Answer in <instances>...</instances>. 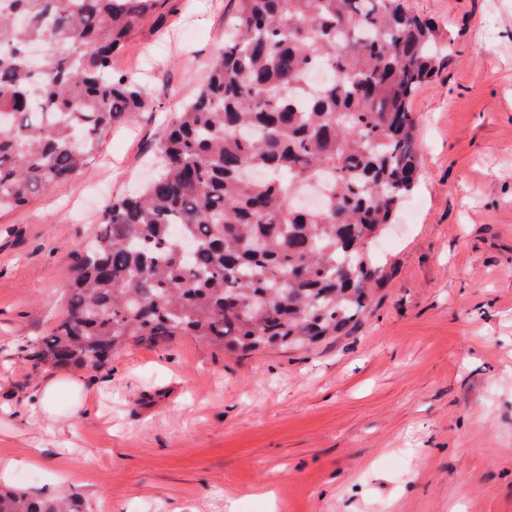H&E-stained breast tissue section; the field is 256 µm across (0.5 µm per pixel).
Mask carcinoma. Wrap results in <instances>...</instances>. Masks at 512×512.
<instances>
[{"label":"carcinoma","instance_id":"obj_1","mask_svg":"<svg viewBox=\"0 0 512 512\" xmlns=\"http://www.w3.org/2000/svg\"><path fill=\"white\" fill-rule=\"evenodd\" d=\"M160 0L0 8V212L78 173L148 86L112 67ZM443 35L407 0H235L224 48L157 145V171L77 247L65 312L27 355L100 370L127 344L230 353L344 336L379 282L372 250L418 176L411 101ZM323 66L329 83L306 80ZM0 512H90L0 492Z\"/></svg>","mask_w":512,"mask_h":512}]
</instances>
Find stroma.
<instances>
[{
  "instance_id": "stroma-1",
  "label": "stroma",
  "mask_w": 512,
  "mask_h": 512,
  "mask_svg": "<svg viewBox=\"0 0 512 512\" xmlns=\"http://www.w3.org/2000/svg\"><path fill=\"white\" fill-rule=\"evenodd\" d=\"M448 37L412 100L420 177L374 252L349 335L228 354L185 336L52 378L25 351L60 316L74 250L147 179L166 119L224 44L233 0H166L113 61L148 111L76 176L0 213V489L92 512H512V0H409ZM78 416H71L74 405ZM62 387L82 389L81 385L73 379H51L43 385L39 397L36 398L35 405L33 406L34 412L41 411L51 415L53 413L55 394Z\"/></svg>"
}]
</instances>
